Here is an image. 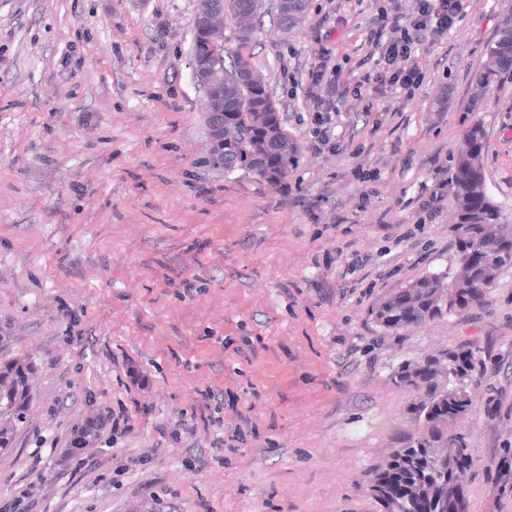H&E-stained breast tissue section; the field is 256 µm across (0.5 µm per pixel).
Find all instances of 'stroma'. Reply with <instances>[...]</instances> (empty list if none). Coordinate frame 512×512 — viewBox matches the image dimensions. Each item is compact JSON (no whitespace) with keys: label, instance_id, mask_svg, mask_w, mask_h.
I'll return each mask as SVG.
<instances>
[{"label":"stroma","instance_id":"obj_1","mask_svg":"<svg viewBox=\"0 0 512 512\" xmlns=\"http://www.w3.org/2000/svg\"><path fill=\"white\" fill-rule=\"evenodd\" d=\"M265 3L247 52L299 147L278 183L206 161L198 0H0V328L38 365L26 421L0 450V500L32 483L30 512H378L366 485L413 430L418 398L392 374L461 347L480 368L449 425L474 461L459 486L469 512L512 500V267L485 302L445 318L396 334L371 318L451 265L448 182L472 121L488 130V193L512 216V82L468 109L512 0H466L459 28L417 55L415 97L347 99L334 152L311 145L305 76L289 95L281 75L315 61L326 2L308 0L289 33ZM382 4L361 0L331 40L353 76L365 72L359 25ZM367 111L380 128L358 125ZM360 160L380 170L363 209L349 175ZM357 254L369 263L348 272ZM209 387L234 394L223 429L243 435L220 463ZM124 407L131 428L116 436ZM96 414L98 440L58 465Z\"/></svg>","mask_w":512,"mask_h":512}]
</instances>
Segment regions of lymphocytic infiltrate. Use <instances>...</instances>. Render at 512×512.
<instances>
[{
  "instance_id": "obj_1",
  "label": "lymphocytic infiltrate",
  "mask_w": 512,
  "mask_h": 512,
  "mask_svg": "<svg viewBox=\"0 0 512 512\" xmlns=\"http://www.w3.org/2000/svg\"><path fill=\"white\" fill-rule=\"evenodd\" d=\"M465 0H412L409 12L383 8L365 27L363 45L370 71L352 79L337 63L332 48L320 47L307 68L310 134L318 149L335 150L336 117L349 97L370 91L385 95L399 91L414 97L425 75L412 59L421 47L439 44L465 17Z\"/></svg>"
}]
</instances>
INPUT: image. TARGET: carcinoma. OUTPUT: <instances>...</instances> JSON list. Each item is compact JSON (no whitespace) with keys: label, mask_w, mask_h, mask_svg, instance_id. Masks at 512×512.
I'll return each instance as SVG.
<instances>
[{"label":"carcinoma","mask_w":512,"mask_h":512,"mask_svg":"<svg viewBox=\"0 0 512 512\" xmlns=\"http://www.w3.org/2000/svg\"><path fill=\"white\" fill-rule=\"evenodd\" d=\"M307 0H279L278 20L288 32L298 26L307 12ZM262 0H227V12L235 19L240 45L251 42L261 15ZM490 69L479 70L471 81L470 106L485 98L495 79H512V14L503 17L495 37L486 45ZM191 57L200 64L194 73L218 108L207 112L210 148L208 163L225 173L243 171L276 181L288 174L295 161L297 145L280 119L264 79L259 77L248 55L230 54L213 46L194 18ZM487 132L481 122H472L463 134L462 148L452 171L459 223L454 239L466 237L472 247L486 254L484 265L469 268L467 258L454 253L453 267L427 273L398 289L372 308L378 327L398 333L413 324L421 326L451 312L487 299L500 271L512 267V252L496 249L482 234L481 226L496 224L501 237L512 239V222L490 198L481 157ZM12 336L0 329V449L10 447L13 429L26 420L27 382L22 374L35 369V361H19L5 354ZM477 370L471 350H450L422 361L401 365L392 376L400 387L419 394L411 408L416 430L394 449L389 466L372 477L370 489L381 512H460L455 506L458 471L473 465L466 437L448 430L442 417L448 405L467 410L470 401L465 380Z\"/></svg>","instance_id":"carcinoma-1"}]
</instances>
